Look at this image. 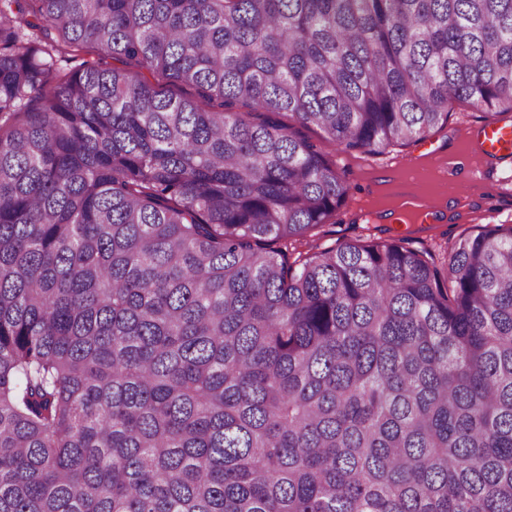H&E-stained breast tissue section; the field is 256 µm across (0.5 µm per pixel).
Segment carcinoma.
I'll return each instance as SVG.
<instances>
[{
  "mask_svg": "<svg viewBox=\"0 0 512 512\" xmlns=\"http://www.w3.org/2000/svg\"><path fill=\"white\" fill-rule=\"evenodd\" d=\"M452 101L512 112V0H0V512H512V224L295 253L348 186L265 116Z\"/></svg>",
  "mask_w": 512,
  "mask_h": 512,
  "instance_id": "obj_1",
  "label": "carcinoma"
}]
</instances>
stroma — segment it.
<instances>
[{"mask_svg": "<svg viewBox=\"0 0 512 512\" xmlns=\"http://www.w3.org/2000/svg\"><path fill=\"white\" fill-rule=\"evenodd\" d=\"M274 119L294 134L322 143L319 131L303 126L292 113L281 112ZM493 120L512 124V113L493 119L456 101L443 127L419 142L388 148L380 156L342 152L322 143L324 152L335 156L349 195L334 220L312 231V240L322 247H334L403 237L411 248L433 251L440 264L444 261L441 244L454 242L479 225L512 224V157L489 155L481 149L482 130ZM409 165L415 166L417 181L445 187L443 194L431 199L434 217L425 224L398 217Z\"/></svg>", "mask_w": 512, "mask_h": 512, "instance_id": "obj_1", "label": "stroma"}]
</instances>
